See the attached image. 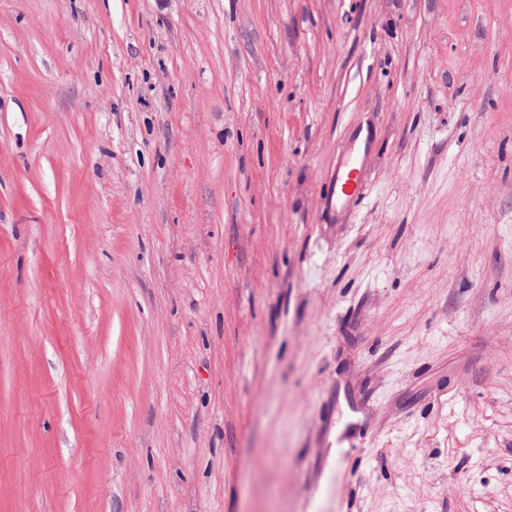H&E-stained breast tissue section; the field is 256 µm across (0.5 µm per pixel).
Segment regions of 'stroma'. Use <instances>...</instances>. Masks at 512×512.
<instances>
[{
    "mask_svg": "<svg viewBox=\"0 0 512 512\" xmlns=\"http://www.w3.org/2000/svg\"><path fill=\"white\" fill-rule=\"evenodd\" d=\"M0 512H512V0H0ZM336 194V202L347 205L358 199L364 190L365 172L363 166L344 165L336 169L333 179Z\"/></svg>",
    "mask_w": 512,
    "mask_h": 512,
    "instance_id": "1",
    "label": "stroma"
}]
</instances>
